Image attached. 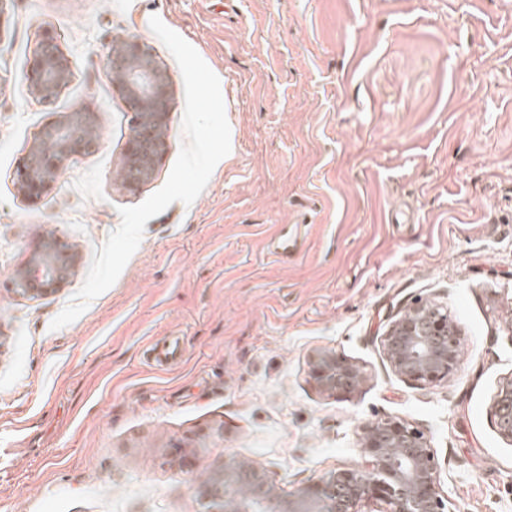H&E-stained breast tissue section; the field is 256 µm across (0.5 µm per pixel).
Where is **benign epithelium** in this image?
Listing matches in <instances>:
<instances>
[{"mask_svg": "<svg viewBox=\"0 0 512 512\" xmlns=\"http://www.w3.org/2000/svg\"><path fill=\"white\" fill-rule=\"evenodd\" d=\"M105 66L111 83L140 117L128 142L123 184L138 185L153 175V159L167 145L165 129L172 111V83L151 48L136 40L108 45ZM74 61L60 39L47 38L34 50L27 75L29 92L39 102H53L74 78ZM98 116L75 104L41 123L26 143L18 191L35 202L48 194L69 163L89 153L94 143L79 129L97 126ZM78 251L64 243L32 247L29 261L13 274L16 291L38 299L60 292L75 274ZM384 356L393 372L413 385H437L458 370L462 350L448 313L418 299L386 331ZM310 376L327 395L349 392L364 380L360 367L323 350L309 360ZM492 412L500 434L512 441V379L495 394ZM361 448L368 467L346 468L303 484L284 495L258 463L229 458L224 471L197 485L218 512H357L363 501H380L384 512H448L439 491L440 464L423 433L400 417L390 416L362 427Z\"/></svg>", "mask_w": 512, "mask_h": 512, "instance_id": "obj_1", "label": "benign epithelium"}]
</instances>
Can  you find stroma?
<instances>
[{
    "instance_id": "35a3bbf8",
    "label": "stroma",
    "mask_w": 512,
    "mask_h": 512,
    "mask_svg": "<svg viewBox=\"0 0 512 512\" xmlns=\"http://www.w3.org/2000/svg\"><path fill=\"white\" fill-rule=\"evenodd\" d=\"M219 77L231 151L191 205L147 221L115 284L50 324L95 251L167 181L185 85L152 16ZM0 53V512H207L196 485L229 455L285 494L362 466L359 428L398 416L440 463L450 512H512V442L491 412L512 378V0H14ZM75 80L50 104L24 79L44 34ZM152 49L171 78L153 177L122 183L137 123L105 68L110 42ZM95 149L37 202L16 173L36 122L72 102ZM298 249L268 250L279 225ZM50 227L81 262L59 293L10 272ZM447 311L459 372L421 388L382 351L415 299ZM180 353L155 366L156 348ZM361 367L321 393L313 351Z\"/></svg>"
}]
</instances>
